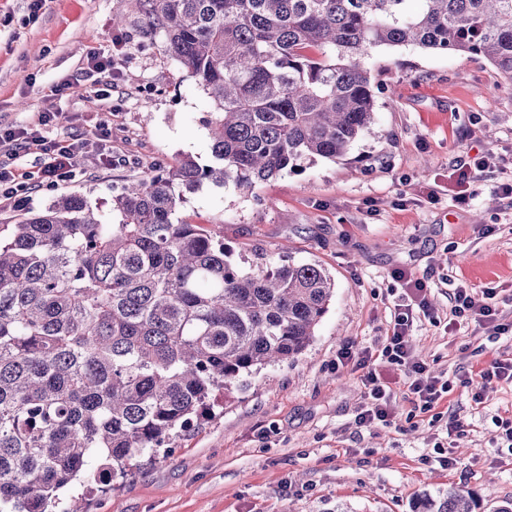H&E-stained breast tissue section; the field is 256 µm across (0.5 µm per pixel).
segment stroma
Listing matches in <instances>:
<instances>
[{
    "label": "stroma",
    "instance_id": "1",
    "mask_svg": "<svg viewBox=\"0 0 512 512\" xmlns=\"http://www.w3.org/2000/svg\"><path fill=\"white\" fill-rule=\"evenodd\" d=\"M119 0H0V126L80 146L74 179L36 187L22 203H0V224L67 192L108 208L129 178L176 158L207 159L204 123L212 103L197 80L144 36ZM122 34L117 83L100 99L80 83L91 49ZM376 95L378 138L357 141L338 160L303 162L298 172L252 191L204 184L184 216L219 225L239 263L308 262L335 281L328 311L297 357L263 368L247 390L218 391L214 406L181 434L168 457H142L132 475L85 495L88 512H413L419 496L455 486L492 512L512 499V452L496 421L512 416V384L484 385L480 373L512 358V83L484 58L414 46L382 47L365 59ZM71 84L66 97L51 88ZM55 113L49 125L42 113ZM112 130L114 163L95 125ZM487 158L468 206L456 204L449 175L476 152ZM428 284L430 315L415 312V355L451 389L422 414L409 380L381 358L394 308L405 295L391 273ZM497 293V323L451 324L458 287ZM367 350L392 389L390 425L361 427L362 371L337 367L345 344ZM481 401H474V394ZM465 422L448 434L451 416Z\"/></svg>",
    "mask_w": 512,
    "mask_h": 512
}]
</instances>
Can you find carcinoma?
Returning <instances> with one entry per match:
<instances>
[{
  "label": "carcinoma",
  "instance_id": "obj_1",
  "mask_svg": "<svg viewBox=\"0 0 512 512\" xmlns=\"http://www.w3.org/2000/svg\"><path fill=\"white\" fill-rule=\"evenodd\" d=\"M135 0L141 30L213 103L210 159L129 181L108 215L64 193L0 225V512L168 448L219 389L300 354L335 283L320 266L245 270L180 214L204 183L244 193L378 136L362 60L381 46L485 58L512 82V0ZM100 467L86 472L90 458ZM456 487L413 512H475Z\"/></svg>",
  "mask_w": 512,
  "mask_h": 512
}]
</instances>
